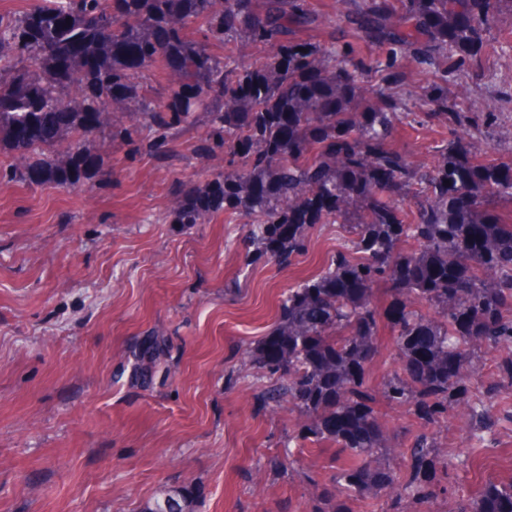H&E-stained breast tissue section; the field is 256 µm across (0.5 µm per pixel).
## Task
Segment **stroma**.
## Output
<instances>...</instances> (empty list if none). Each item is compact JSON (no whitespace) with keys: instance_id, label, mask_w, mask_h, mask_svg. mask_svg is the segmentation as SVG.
Returning a JSON list of instances; mask_svg holds the SVG:
<instances>
[{"instance_id":"1","label":"stroma","mask_w":512,"mask_h":512,"mask_svg":"<svg viewBox=\"0 0 512 512\" xmlns=\"http://www.w3.org/2000/svg\"><path fill=\"white\" fill-rule=\"evenodd\" d=\"M511 91L512 51L497 48L458 88L485 107ZM207 130L198 118L162 160L130 157L98 132L111 181L0 184V512H141L171 488L192 492L194 512H305L313 484L335 475L334 450H285L299 415L264 403L269 379L245 351L348 235L317 224L305 253L249 266L242 219L177 223L178 186L224 169L194 151ZM447 136L405 126L394 143L429 166ZM378 343L369 382L392 463L405 468L420 435L469 461L441 478L434 512H454L488 479L512 480V387L487 394L495 421L471 457L459 411L434 426L388 403L389 327Z\"/></svg>"}]
</instances>
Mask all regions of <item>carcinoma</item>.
Returning <instances> with one entry per match:
<instances>
[{
	"label": "carcinoma",
	"mask_w": 512,
	"mask_h": 512,
	"mask_svg": "<svg viewBox=\"0 0 512 512\" xmlns=\"http://www.w3.org/2000/svg\"><path fill=\"white\" fill-rule=\"evenodd\" d=\"M512 0H343L332 17L308 0H35L0 14V182L75 189L111 178L88 138L118 133L134 156L163 158L175 131L207 114L195 151L224 171L173 199L180 224L219 214L248 220L247 263L284 264L315 224L350 244L288 290L274 332L246 349L273 376L264 402L299 413L288 444L340 450L335 481L309 512H351L352 497L402 498L431 512L448 455L417 437L410 466L389 462L392 438L373 407L368 371L386 323L399 368L384 397L426 424L468 409L470 444L494 419L481 397L512 385V155L478 159L507 127L504 113L464 106L452 88L479 64ZM324 26L316 43L300 32ZM196 28L203 38L187 31ZM241 39L256 54L221 57ZM434 68L407 93L404 64ZM168 76L164 103L142 98L139 74ZM130 124H116L117 115ZM448 129L434 164L393 145L400 125ZM148 125V144L138 127ZM388 286L384 309L375 287ZM495 358L483 379L479 359ZM178 491L141 512H183ZM457 512H512V481L489 480Z\"/></svg>",
	"instance_id": "obj_1"
}]
</instances>
